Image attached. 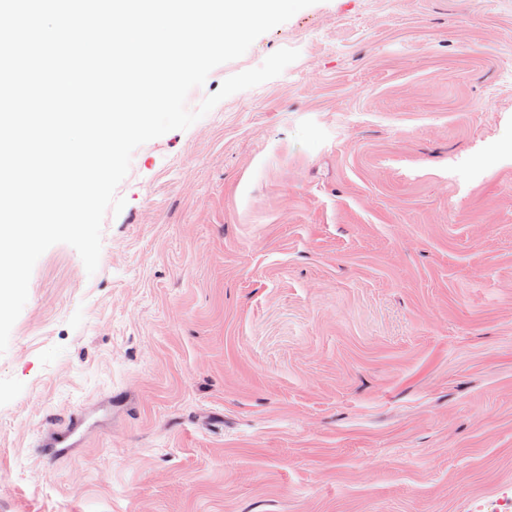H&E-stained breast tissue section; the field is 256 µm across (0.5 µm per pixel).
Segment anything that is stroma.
Here are the masks:
<instances>
[{
    "label": "stroma",
    "mask_w": 512,
    "mask_h": 512,
    "mask_svg": "<svg viewBox=\"0 0 512 512\" xmlns=\"http://www.w3.org/2000/svg\"><path fill=\"white\" fill-rule=\"evenodd\" d=\"M138 147L0 354V512L512 500V0H318ZM86 412L78 447L34 450Z\"/></svg>",
    "instance_id": "35a3bbf8"
}]
</instances>
